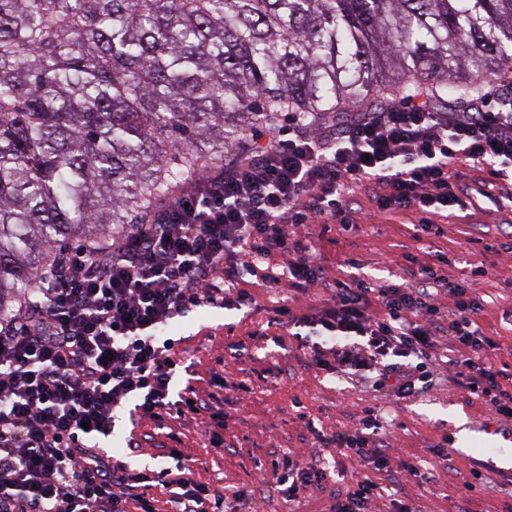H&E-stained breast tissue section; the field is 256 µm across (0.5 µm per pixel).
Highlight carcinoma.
I'll return each instance as SVG.
<instances>
[{
	"label": "carcinoma",
	"mask_w": 512,
	"mask_h": 512,
	"mask_svg": "<svg viewBox=\"0 0 512 512\" xmlns=\"http://www.w3.org/2000/svg\"><path fill=\"white\" fill-rule=\"evenodd\" d=\"M512 71V0H0V317L283 112Z\"/></svg>",
	"instance_id": "cac0c4a2"
}]
</instances>
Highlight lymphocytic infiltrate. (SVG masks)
<instances>
[{"mask_svg": "<svg viewBox=\"0 0 512 512\" xmlns=\"http://www.w3.org/2000/svg\"><path fill=\"white\" fill-rule=\"evenodd\" d=\"M466 163L487 168L480 187L453 184ZM364 181L379 186L381 209L416 213L427 235L432 215L464 210L470 194L512 203V78L447 106L423 87L407 105L289 120L287 139L268 128L261 145L207 171L147 223L97 246L54 250L41 286L0 321V512H127L132 497L141 512H154L145 492L157 486L168 491V512H225L223 493L197 482L178 449L169 463L140 470L99 442L123 413L160 426L204 409L195 388H174L182 365L164 328L199 307L245 305V292L229 290L245 273L272 288L328 289L317 314L278 311L300 330L316 371L373 369L376 392L406 400L427 383L442 332L458 351L450 361L458 387L512 418V387L491 360L500 343L481 325L484 266L453 285L414 262L401 283L331 280L310 246L289 234L292 224L350 230L344 193ZM274 252L287 258L285 269L265 266ZM381 431L370 407L328 441L381 470ZM263 481L296 498L309 486L326 488L328 478L320 460L285 457ZM375 489L364 475L330 489V512H368Z\"/></svg>", "mask_w": 512, "mask_h": 512, "instance_id": "f902f5d3", "label": "lymphocytic infiltrate"}]
</instances>
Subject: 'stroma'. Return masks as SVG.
Instances as JSON below:
<instances>
[{
	"mask_svg": "<svg viewBox=\"0 0 512 512\" xmlns=\"http://www.w3.org/2000/svg\"><path fill=\"white\" fill-rule=\"evenodd\" d=\"M346 199L355 223L350 232L333 225L292 224L289 233L307 239L328 276L335 278L349 277L343 261L350 256L360 261L358 277L378 283L402 276L400 258L405 253L434 265L451 282L459 281L470 263H483L488 275L481 284L487 303L482 324L498 337L501 348L492 360L512 382V250L506 248L512 243V208L476 196L466 219L434 215L440 234L417 239L409 216L380 210L372 190L355 188ZM241 287L252 295L254 306L231 311L200 307L167 329L169 337L178 339L188 366L177 387L189 383L199 391L210 390L219 363L226 378L248 381V391L228 394L224 402L228 420L223 446L208 443L198 420H172L160 430L152 422L133 424L124 416L102 447L128 456L131 467L141 469L162 464L174 434L184 456L202 462L196 479L223 492L231 512H329L327 493L312 490L291 501L274 490L256 493L254 487L272 456L283 454L324 459L329 482H349L362 472L360 460L323 447L317 435L351 429L364 407L375 404L383 416L391 465L410 461L434 469L435 481L424 489L411 483L398 488L387 472H373L380 486L374 512H394L393 500L408 496L419 498L424 512H451L463 494L462 478L473 468L484 480L467 505L469 512H512V483L505 479L512 473V421L500 420L458 389L448 364L447 337L436 339L430 386L396 402L373 391L370 380L307 369L296 338L288 328L271 324L275 308L317 304L321 290L300 294L285 286L268 288L250 276ZM261 329L266 337H258ZM234 344L243 347L240 357L232 355ZM131 435L145 440L142 451L128 453L125 440ZM444 437L449 440L447 470L435 466V446Z\"/></svg>",
	"mask_w": 512,
	"mask_h": 512,
	"instance_id": "35a3bbf8",
	"label": "stroma"
}]
</instances>
